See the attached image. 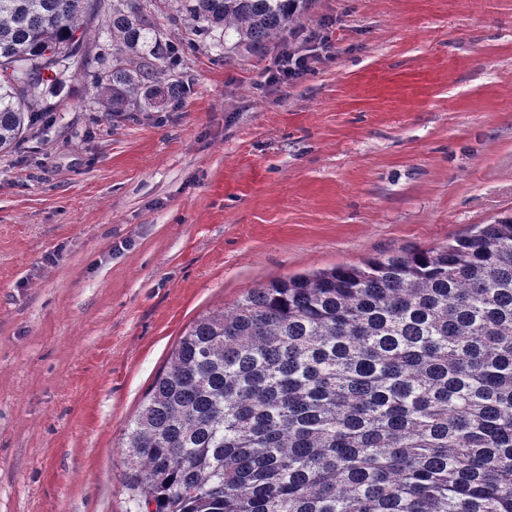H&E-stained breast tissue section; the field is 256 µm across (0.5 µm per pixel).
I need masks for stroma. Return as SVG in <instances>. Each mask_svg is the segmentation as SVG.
<instances>
[{
    "mask_svg": "<svg viewBox=\"0 0 512 512\" xmlns=\"http://www.w3.org/2000/svg\"><path fill=\"white\" fill-rule=\"evenodd\" d=\"M336 56L267 82L265 51L179 71L112 119L109 34L0 155V512H130L121 450L197 318L268 281L436 248L512 211V0H312Z\"/></svg>",
    "mask_w": 512,
    "mask_h": 512,
    "instance_id": "35a3bbf8",
    "label": "stroma"
}]
</instances>
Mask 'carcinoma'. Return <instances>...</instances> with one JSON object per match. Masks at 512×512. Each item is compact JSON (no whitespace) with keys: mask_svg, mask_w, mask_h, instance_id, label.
<instances>
[{"mask_svg":"<svg viewBox=\"0 0 512 512\" xmlns=\"http://www.w3.org/2000/svg\"><path fill=\"white\" fill-rule=\"evenodd\" d=\"M0 0V152L112 36V117L189 83L214 32L259 53L309 0ZM126 487L151 512H512V213L434 249L272 280L201 316L127 425Z\"/></svg>","mask_w":512,"mask_h":512,"instance_id":"carcinoma-1","label":"carcinoma"}]
</instances>
